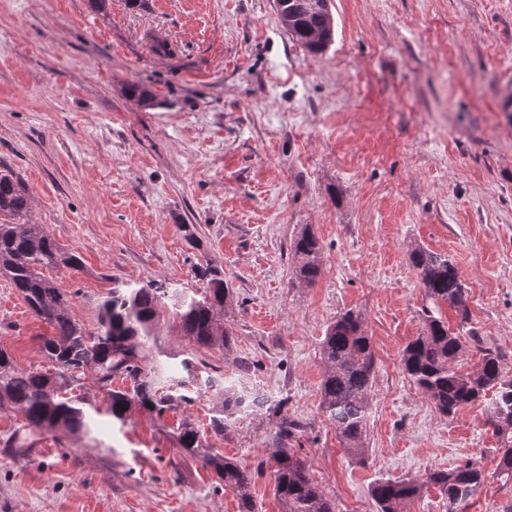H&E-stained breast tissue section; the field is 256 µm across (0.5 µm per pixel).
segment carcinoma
Instances as JSON below:
<instances>
[{"label":"carcinoma","instance_id":"cac0c4a2","mask_svg":"<svg viewBox=\"0 0 512 512\" xmlns=\"http://www.w3.org/2000/svg\"><path fill=\"white\" fill-rule=\"evenodd\" d=\"M275 4L282 28L307 52L319 56L333 44L331 0H275ZM125 91L144 106L153 104L151 93L136 83L127 84ZM29 216L25 185L12 172H0V274L9 278L35 317L52 329L41 337V351L56 368L53 373L19 370L9 354L0 350V405L7 403L21 413L25 429L89 430L86 401L72 394L83 387L88 372L108 413L122 423L137 411L160 419L165 412L192 402V391L215 401L210 428L222 436L237 421L269 403V398L253 392L240 379L226 380L224 386L213 389V375L201 379L209 364L194 357L181 360L183 375L179 377L162 359L165 351L159 344L157 325L167 303L176 316L173 329L195 349L218 347L230 355L232 338L218 319L230 288L216 270L209 266L197 270L203 291L194 295L170 292L154 283L113 288L99 306L97 333L89 335L70 313V292L43 273L45 268H75L79 256L62 250L44 225L30 222ZM292 250L298 259L297 276L315 281L322 271L323 251L310 227L293 238ZM409 260L424 286L426 304L422 308L424 332L405 347L404 369L418 390L446 416L494 392L491 422L506 438L498 467L500 473L512 477V379L503 375V356L495 349L482 348L477 370L462 373L455 368L462 344L440 316V306L464 310L465 283L446 256L415 248ZM320 355L325 365L323 410L345 445L344 452L362 458L375 360L361 316L347 311L330 324ZM117 378L122 381L120 387L113 386ZM297 429L294 420L282 418L272 447L266 449L267 459L274 465L275 495L282 512H335L331 499L311 479L306 461L286 447ZM175 437L180 448L213 470L219 484L235 492L238 512H255L251 477L238 461L212 453L187 420L179 422ZM484 478L480 464L469 461L448 470H429L421 480H378L371 487V497L377 512H406L409 503L432 484L448 499V512H460Z\"/></svg>","mask_w":512,"mask_h":512}]
</instances>
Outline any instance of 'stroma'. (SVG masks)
Instances as JSON below:
<instances>
[{"label": "stroma", "instance_id": "obj_1", "mask_svg": "<svg viewBox=\"0 0 512 512\" xmlns=\"http://www.w3.org/2000/svg\"><path fill=\"white\" fill-rule=\"evenodd\" d=\"M335 41L316 57L289 40L274 0H0V167L26 185L33 220L76 269L53 271L73 319L97 331L112 287L154 282L193 293L214 266L232 296L222 318L232 356L161 337L220 378L249 363L270 408L212 433L201 398L161 420L113 422L92 381L80 391L90 431L27 434L0 406V512H238L235 493L181 452L187 419L215 453L249 471L255 512H281L264 448L282 418L288 447L336 512H376L380 479L480 462L464 512H512L498 471L504 439L487 401L441 414L401 356L424 330L423 287L409 261L447 255L468 287L443 307L461 371L479 350L512 379V0H332ZM170 52L153 51L156 39ZM137 82L145 107L123 92ZM311 227L320 277L299 280L291 242ZM358 312L376 367L366 454L343 451L321 408L320 345ZM49 328L0 276V349L16 367L49 369Z\"/></svg>", "mask_w": 512, "mask_h": 512}]
</instances>
